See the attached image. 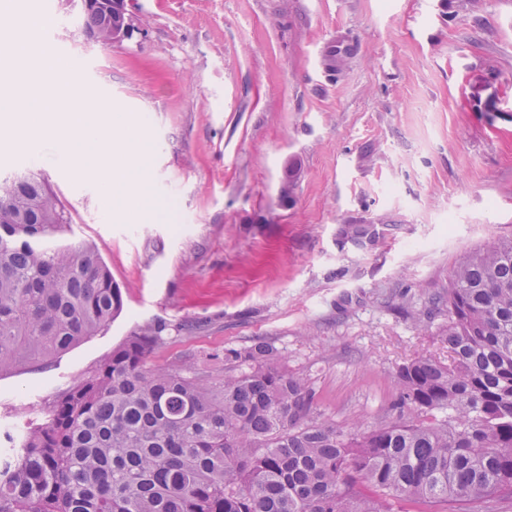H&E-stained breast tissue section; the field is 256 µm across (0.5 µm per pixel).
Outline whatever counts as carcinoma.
<instances>
[{
    "label": "carcinoma",
    "instance_id": "cac0c4a2",
    "mask_svg": "<svg viewBox=\"0 0 512 512\" xmlns=\"http://www.w3.org/2000/svg\"><path fill=\"white\" fill-rule=\"evenodd\" d=\"M119 19L84 13L103 42ZM41 174L0 177V374L103 333L121 288L99 249L59 235ZM440 301L447 357L396 372L408 417L364 432L309 418L307 381L259 341L232 374L147 367L139 327L61 392L0 466V512H497L512 499V237L466 252Z\"/></svg>",
    "mask_w": 512,
    "mask_h": 512
}]
</instances>
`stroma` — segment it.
Masks as SVG:
<instances>
[{"mask_svg": "<svg viewBox=\"0 0 512 512\" xmlns=\"http://www.w3.org/2000/svg\"><path fill=\"white\" fill-rule=\"evenodd\" d=\"M56 7L83 83L143 123L154 204L108 218L73 167L0 150L1 174L41 170L123 293L107 331L0 376V424L39 421L144 325L149 367L218 381L262 340L318 421L397 417V366L442 354L433 299L459 257L512 236V0H126L134 32L106 46L81 0Z\"/></svg>", "mask_w": 512, "mask_h": 512, "instance_id": "1", "label": "stroma"}]
</instances>
